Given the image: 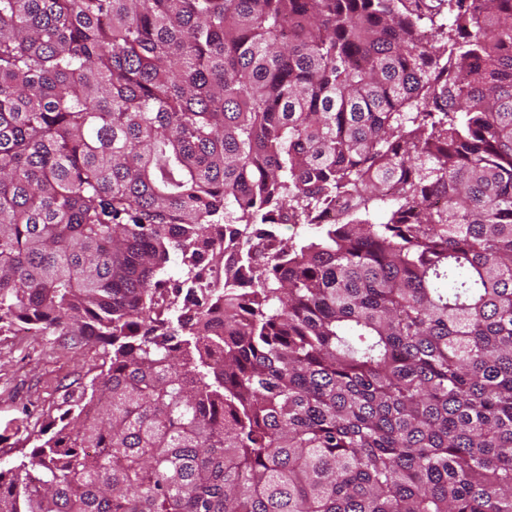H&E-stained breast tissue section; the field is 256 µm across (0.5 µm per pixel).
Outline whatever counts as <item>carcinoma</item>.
Here are the masks:
<instances>
[{"label":"carcinoma","instance_id":"cac0c4a2","mask_svg":"<svg viewBox=\"0 0 512 512\" xmlns=\"http://www.w3.org/2000/svg\"><path fill=\"white\" fill-rule=\"evenodd\" d=\"M18 323L0 512H512V0H0ZM100 344L11 327L0 332V469L25 459L33 434L101 371Z\"/></svg>","mask_w":512,"mask_h":512}]
</instances>
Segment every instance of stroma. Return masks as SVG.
Listing matches in <instances>:
<instances>
[{"label": "stroma", "mask_w": 512, "mask_h": 512, "mask_svg": "<svg viewBox=\"0 0 512 512\" xmlns=\"http://www.w3.org/2000/svg\"><path fill=\"white\" fill-rule=\"evenodd\" d=\"M100 345L11 328L0 332V469L28 455L34 433L101 371Z\"/></svg>", "instance_id": "1"}]
</instances>
